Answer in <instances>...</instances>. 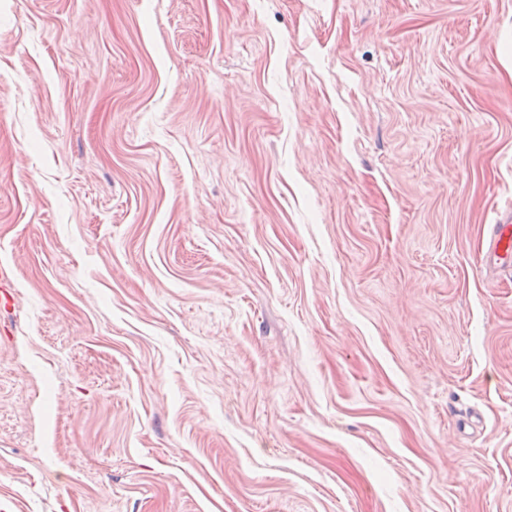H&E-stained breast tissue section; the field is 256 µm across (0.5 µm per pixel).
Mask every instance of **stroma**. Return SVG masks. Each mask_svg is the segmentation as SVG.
I'll use <instances>...</instances> for the list:
<instances>
[{
	"label": "stroma",
	"mask_w": 512,
	"mask_h": 512,
	"mask_svg": "<svg viewBox=\"0 0 512 512\" xmlns=\"http://www.w3.org/2000/svg\"><path fill=\"white\" fill-rule=\"evenodd\" d=\"M512 0H0V512H512ZM494 224L487 241L485 262L496 267L512 266V224Z\"/></svg>",
	"instance_id": "35a3bbf8"
}]
</instances>
